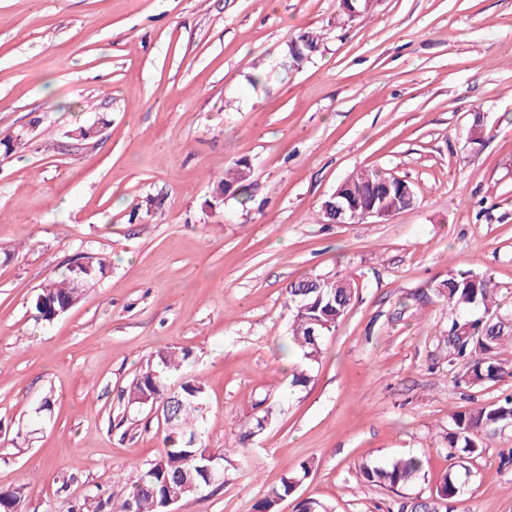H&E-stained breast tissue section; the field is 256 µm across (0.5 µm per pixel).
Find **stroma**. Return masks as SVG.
Returning a JSON list of instances; mask_svg holds the SVG:
<instances>
[{
    "instance_id": "obj_1",
    "label": "stroma",
    "mask_w": 512,
    "mask_h": 512,
    "mask_svg": "<svg viewBox=\"0 0 512 512\" xmlns=\"http://www.w3.org/2000/svg\"><path fill=\"white\" fill-rule=\"evenodd\" d=\"M306 29L319 49L286 72ZM7 135L24 146L0 145V488L24 486L21 512H114L164 448L152 408L123 396L164 347L191 351L203 442L226 455L223 485L177 512H249L304 465L279 512H399L455 469L451 413L512 393L509 377L457 385L433 290L486 272L512 306V0H376L354 19L339 0H0ZM241 157L251 202L212 205ZM365 167L418 206L324 222ZM94 253L106 276L37 319L38 289ZM303 275L358 289L294 388L285 297ZM511 453L512 430L486 439L452 512H512ZM403 456L422 459L418 482H362V462Z\"/></svg>"
}]
</instances>
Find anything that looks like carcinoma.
<instances>
[{"mask_svg": "<svg viewBox=\"0 0 512 512\" xmlns=\"http://www.w3.org/2000/svg\"><path fill=\"white\" fill-rule=\"evenodd\" d=\"M372 5L373 0H342L340 9L351 17L368 13ZM290 46L294 51L287 60V69H298L318 50V39L310 32H303ZM248 174L249 164L245 160H236L224 167L214 184L213 201L221 203L227 194L243 190ZM337 188L340 202L359 212L371 209L389 214L412 209L418 202L415 190L407 181L374 168L354 172ZM109 265L105 256H88L70 265L60 278L48 282L35 296V309L41 319L50 322L76 306L81 295L71 287L72 280L79 279L86 287L92 285L106 275ZM439 287L451 314L448 332L454 334L448 343L449 362L465 364L457 383L473 388L512 377V368L498 358L503 343L512 342V327L499 320L508 314L499 307L492 277L471 271H450L448 279L441 281ZM356 288L357 284L346 277L306 276L286 289L292 313L289 349L297 352L305 365L292 376L293 386L304 387L310 381L308 367L318 362L321 339L349 309ZM190 359L191 352L184 348L166 347L156 351L151 364L125 391L128 404H161L167 395L168 378L184 370ZM179 393L183 405L165 420L164 453L144 464L132 493L116 507V512H168L170 501L175 497L185 499L224 484V454L214 452L201 441L199 423L206 410V386L195 377H186L180 383ZM451 420L448 456L459 459L476 456L481 452L485 437L512 429V394L488 406L455 412ZM215 463L219 474L210 481L203 468ZM422 470V460L416 456L394 459L386 465L363 463L359 466L363 482L391 491L414 483ZM468 474L469 469L464 465L457 472L444 474L430 496H418L402 503L400 512H438L437 504L449 502L463 492L461 478ZM307 475L305 465L301 466V472L285 475L279 485L271 487L252 506V512H279L280 503L293 494ZM23 498L22 486L1 489L0 512H18Z\"/></svg>", "mask_w": 512, "mask_h": 512, "instance_id": "cac0c4a2", "label": "carcinoma"}]
</instances>
